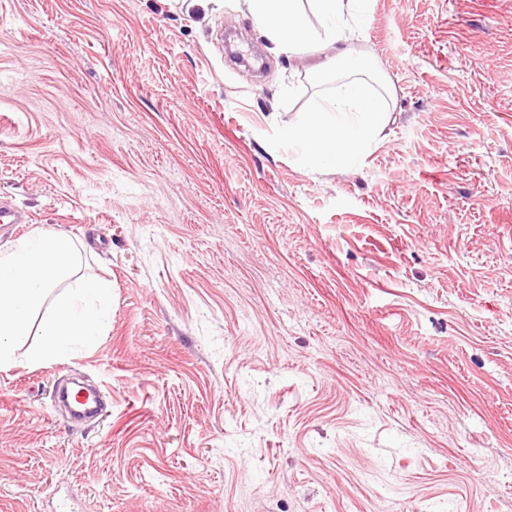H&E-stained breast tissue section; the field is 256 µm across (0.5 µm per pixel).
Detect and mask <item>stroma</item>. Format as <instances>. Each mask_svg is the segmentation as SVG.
Here are the masks:
<instances>
[{"label":"stroma","mask_w":512,"mask_h":512,"mask_svg":"<svg viewBox=\"0 0 512 512\" xmlns=\"http://www.w3.org/2000/svg\"><path fill=\"white\" fill-rule=\"evenodd\" d=\"M362 166L243 0H0V200L112 281L110 326L0 370V512H512V0H372ZM99 386L70 420L52 390ZM391 117L388 100L369 92L359 79L345 80L295 120L277 125L280 141L311 171L325 172L361 164L377 144Z\"/></svg>","instance_id":"35a3bbf8"}]
</instances>
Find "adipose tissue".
Listing matches in <instances>:
<instances>
[{
    "label": "adipose tissue",
    "instance_id": "1",
    "mask_svg": "<svg viewBox=\"0 0 512 512\" xmlns=\"http://www.w3.org/2000/svg\"><path fill=\"white\" fill-rule=\"evenodd\" d=\"M258 28L276 51L300 47L330 50L329 67L359 72L361 57L351 42L370 0H246ZM391 117L384 96L369 92L361 80L338 84L333 97L323 99L292 122L278 128L281 142L298 162L312 171L353 168L377 144Z\"/></svg>",
    "mask_w": 512,
    "mask_h": 512
}]
</instances>
